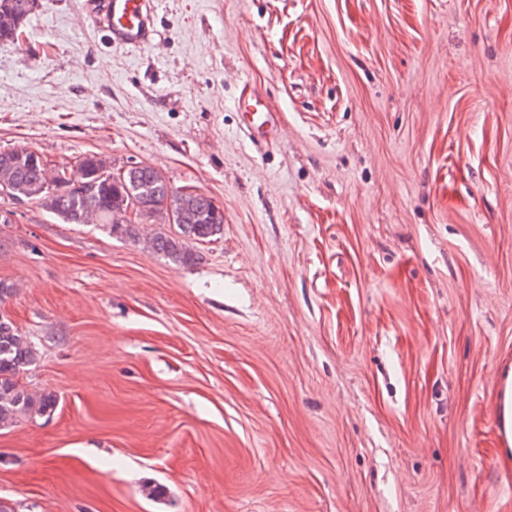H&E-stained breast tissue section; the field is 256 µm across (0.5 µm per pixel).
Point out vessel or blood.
I'll use <instances>...</instances> for the list:
<instances>
[{"label":"vessel or blood","mask_w":512,"mask_h":512,"mask_svg":"<svg viewBox=\"0 0 512 512\" xmlns=\"http://www.w3.org/2000/svg\"><path fill=\"white\" fill-rule=\"evenodd\" d=\"M77 16L101 28L110 45L140 50L154 44V0H83ZM238 106L248 114L251 129L276 135L279 116L265 107L259 95L250 94Z\"/></svg>","instance_id":"obj_1"}]
</instances>
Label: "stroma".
Returning <instances> with one entry per match:
<instances>
[{
    "label": "stroma",
    "instance_id": "obj_1",
    "mask_svg": "<svg viewBox=\"0 0 512 512\" xmlns=\"http://www.w3.org/2000/svg\"><path fill=\"white\" fill-rule=\"evenodd\" d=\"M154 2L151 49L77 0L0 41V151L143 162L224 211L183 267L0 197V313L58 398L0 429V503L512 512V0ZM246 84L279 136L251 142ZM502 391L503 451L510 459L512 457V370L506 374Z\"/></svg>",
    "mask_w": 512,
    "mask_h": 512
}]
</instances>
